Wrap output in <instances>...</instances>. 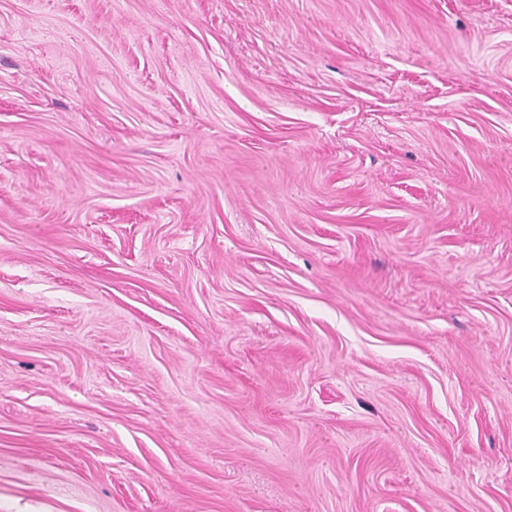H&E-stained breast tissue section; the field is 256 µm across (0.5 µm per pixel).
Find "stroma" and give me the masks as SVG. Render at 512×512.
I'll list each match as a JSON object with an SVG mask.
<instances>
[{"mask_svg":"<svg viewBox=\"0 0 512 512\" xmlns=\"http://www.w3.org/2000/svg\"><path fill=\"white\" fill-rule=\"evenodd\" d=\"M0 512H512V0H0Z\"/></svg>","mask_w":512,"mask_h":512,"instance_id":"stroma-1","label":"stroma"}]
</instances>
